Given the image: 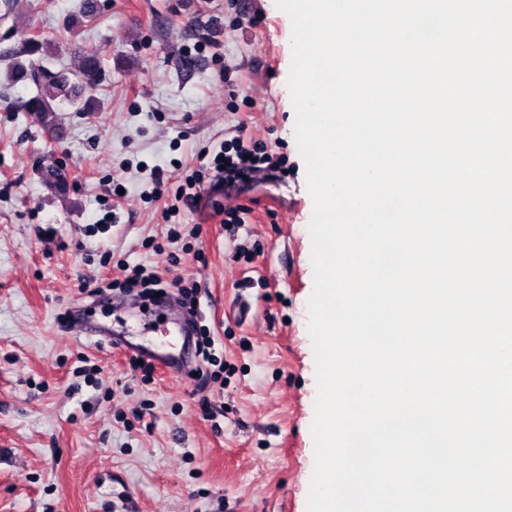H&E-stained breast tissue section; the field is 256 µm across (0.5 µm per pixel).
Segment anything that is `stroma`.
Instances as JSON below:
<instances>
[{"label":"stroma","mask_w":512,"mask_h":512,"mask_svg":"<svg viewBox=\"0 0 512 512\" xmlns=\"http://www.w3.org/2000/svg\"><path fill=\"white\" fill-rule=\"evenodd\" d=\"M84 2L18 0L0 20V512H307L313 201L287 87L291 21L275 0H97L92 12ZM33 27L57 64L102 58L97 111L64 107L50 129L21 111L35 87L7 74ZM241 121L283 154L284 177L204 189L180 211L200 236L173 244L181 261L170 265L153 249L167 226L151 171L163 166L176 188ZM238 207L251 221L226 233L212 213ZM116 255L200 286L201 323L224 363L213 420L198 405L203 378L143 382L128 354L72 328L78 302L116 335L181 352V337L138 335L140 322L167 321L153 302L135 317L119 292L80 293L117 277Z\"/></svg>","instance_id":"obj_1"}]
</instances>
